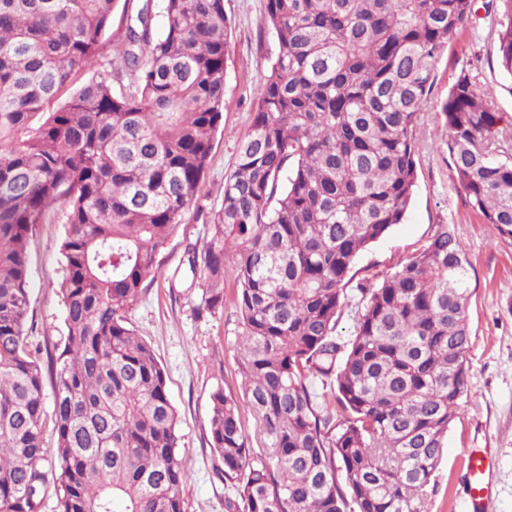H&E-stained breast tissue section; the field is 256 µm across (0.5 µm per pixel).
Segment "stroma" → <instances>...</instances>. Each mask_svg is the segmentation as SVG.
<instances>
[{"instance_id":"obj_1","label":"stroma","mask_w":512,"mask_h":512,"mask_svg":"<svg viewBox=\"0 0 512 512\" xmlns=\"http://www.w3.org/2000/svg\"><path fill=\"white\" fill-rule=\"evenodd\" d=\"M475 0L474 23L456 34L441 52L436 81L417 128V188L402 223L357 257L337 330L353 327L357 285L376 282L425 246L438 225H453L469 269L466 390L448 430L447 448L428 488L427 512H469L463 481L466 451L490 449L495 457V490L486 512H512V239L499 235L472 210L448 158V132L440 104L460 74L491 93L496 127H512V77L501 70L498 28ZM266 0H224L232 28L224 92V113L197 200L158 255L153 277L128 313L137 334L153 347L166 370L170 399L178 416L179 447L189 466L182 495L187 512H224V476L209 444L210 393L216 384L242 397L238 354L242 334L237 309L236 272L224 268V302L205 308L203 290L187 262L188 246L204 247L220 210L225 176L237 146L251 129L257 89L267 58L279 44L266 24ZM64 208H55L30 237L29 342L47 361L64 333L59 284Z\"/></svg>"}]
</instances>
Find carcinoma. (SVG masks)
<instances>
[{"instance_id": "1", "label": "carcinoma", "mask_w": 512, "mask_h": 512, "mask_svg": "<svg viewBox=\"0 0 512 512\" xmlns=\"http://www.w3.org/2000/svg\"><path fill=\"white\" fill-rule=\"evenodd\" d=\"M118 0H0V512H186L187 461L167 374L127 312L184 222L223 118L232 27L224 0H153L127 16L115 78L91 79ZM498 61L512 77V0ZM472 0H266L279 53L224 179L211 241L188 250L205 305L240 284L239 364L263 447L220 383L209 435L224 512H424L468 372L469 262L452 225L360 287L357 256L403 221L434 64ZM460 73L441 105L452 169L473 208L512 238V131ZM61 206L65 335L43 372L30 349L29 238ZM333 388L335 405L316 394ZM59 471L46 467L48 456Z\"/></svg>"}]
</instances>
